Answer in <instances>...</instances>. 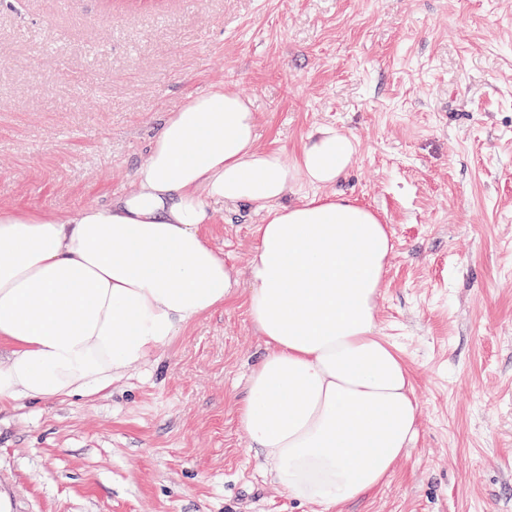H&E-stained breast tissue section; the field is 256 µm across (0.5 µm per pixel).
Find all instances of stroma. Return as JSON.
<instances>
[{"mask_svg":"<svg viewBox=\"0 0 512 512\" xmlns=\"http://www.w3.org/2000/svg\"><path fill=\"white\" fill-rule=\"evenodd\" d=\"M220 84L261 149L297 154L321 125L355 139L335 191L391 235L379 327L419 434L341 512H512V0H0V208L107 204L165 115ZM262 221L215 210L238 285L147 364L94 398L0 410L14 512H319L238 421Z\"/></svg>","mask_w":512,"mask_h":512,"instance_id":"stroma-1","label":"stroma"}]
</instances>
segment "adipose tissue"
Returning a JSON list of instances; mask_svg holds the SVG:
<instances>
[{
  "instance_id": "ef3b65f1",
  "label": "adipose tissue",
  "mask_w": 512,
  "mask_h": 512,
  "mask_svg": "<svg viewBox=\"0 0 512 512\" xmlns=\"http://www.w3.org/2000/svg\"><path fill=\"white\" fill-rule=\"evenodd\" d=\"M255 125L215 85L164 118L132 192L74 214L0 209V407L100 395L222 307L237 279L204 226L247 204L264 214L246 305L265 350L239 423L289 497L333 512L381 487L418 434L411 370L379 334L390 235L326 192L355 140L320 126L289 156L257 148Z\"/></svg>"
}]
</instances>
